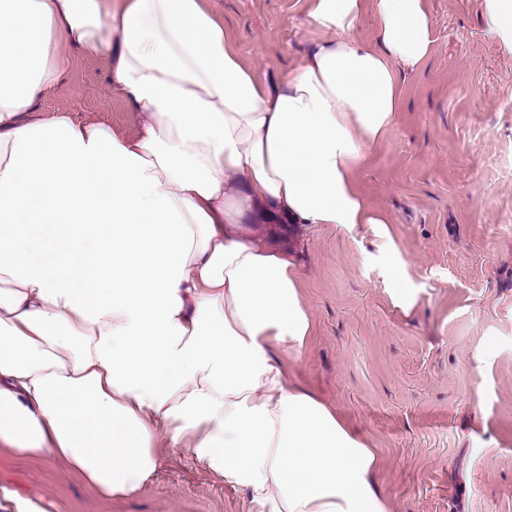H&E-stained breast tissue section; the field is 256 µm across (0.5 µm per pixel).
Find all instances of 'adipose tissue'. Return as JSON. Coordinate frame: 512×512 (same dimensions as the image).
Segmentation results:
<instances>
[{"label":"adipose tissue","mask_w":512,"mask_h":512,"mask_svg":"<svg viewBox=\"0 0 512 512\" xmlns=\"http://www.w3.org/2000/svg\"><path fill=\"white\" fill-rule=\"evenodd\" d=\"M310 16L324 39L268 86L206 0H0L1 446L106 502L139 493L167 443L250 512H392L378 450L289 383L312 317L287 253L240 226L385 223L356 172L433 30L425 0ZM61 46L109 58L135 137L27 120Z\"/></svg>","instance_id":"ef3b65f1"}]
</instances>
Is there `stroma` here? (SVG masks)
Returning <instances> with one entry per match:
<instances>
[{"instance_id":"stroma-1","label":"stroma","mask_w":512,"mask_h":512,"mask_svg":"<svg viewBox=\"0 0 512 512\" xmlns=\"http://www.w3.org/2000/svg\"><path fill=\"white\" fill-rule=\"evenodd\" d=\"M256 75L279 80L322 39L309 0H209ZM425 64L356 180L387 218L345 230L299 224L289 249L314 321L289 378L379 449L392 512H512V53L482 0H427ZM45 115L131 136L137 112L110 62L59 48ZM392 238L412 308L398 301ZM249 512L244 494L161 447L142 493L102 504L51 458L0 446V512Z\"/></svg>"}]
</instances>
